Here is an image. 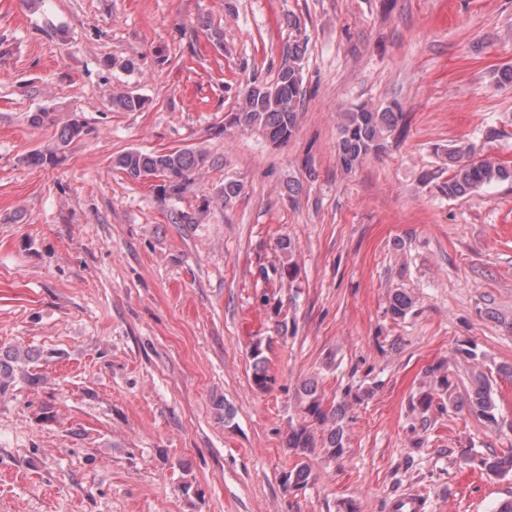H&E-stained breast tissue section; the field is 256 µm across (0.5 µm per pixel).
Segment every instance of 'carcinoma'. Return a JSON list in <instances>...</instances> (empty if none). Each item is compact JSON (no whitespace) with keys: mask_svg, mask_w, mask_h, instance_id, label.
Wrapping results in <instances>:
<instances>
[{"mask_svg":"<svg viewBox=\"0 0 512 512\" xmlns=\"http://www.w3.org/2000/svg\"><path fill=\"white\" fill-rule=\"evenodd\" d=\"M304 53L305 49L298 44L288 47L285 62L273 83L246 82L241 90L239 108L231 114L229 125L242 131L258 132L275 146L288 143L296 134L298 113L304 98ZM112 106L126 112H136L144 107V100L128 92H119L112 96ZM402 117L403 113L394 111L391 105L372 107L352 104L340 113L336 152L342 170L351 173L368 158L379 156ZM84 134L85 122L76 118L67 119L58 134V148L69 145ZM447 158L451 175L440 190L450 198L463 197L481 187L512 179V167L494 156L480 154L472 142H460L449 147ZM25 161L38 167L53 166L58 161V154L52 149L36 150L27 155ZM207 162L208 157L203 151L192 148L162 153L130 149L117 157L116 166L134 179H159L162 181L160 189L165 195L180 198L195 182V176L202 173ZM412 306L413 300L406 293L396 292L390 298L389 308L395 316L406 315ZM457 353L464 362L476 368L466 397L454 394L455 385L446 374L432 376L434 386L448 394V405L453 409L465 411L490 425H499L498 406L491 381L479 369L482 357L476 349L468 346L457 349ZM253 359L254 383L264 388L269 376L265 358L258 346L254 347ZM303 391L301 404L304 413L328 428L323 446L325 453L332 459L341 456L343 428L339 421L342 419V409L325 410L309 382L303 384ZM288 447L304 455L314 449L315 435L307 426L294 428L288 435ZM461 458L464 464L476 465L495 476L512 474V450L503 454L493 452L479 458L464 451ZM309 477L310 470L302 463L283 474V487L301 488L307 485Z\"/></svg>","mask_w":512,"mask_h":512,"instance_id":"cac0c4a2","label":"carcinoma"}]
</instances>
